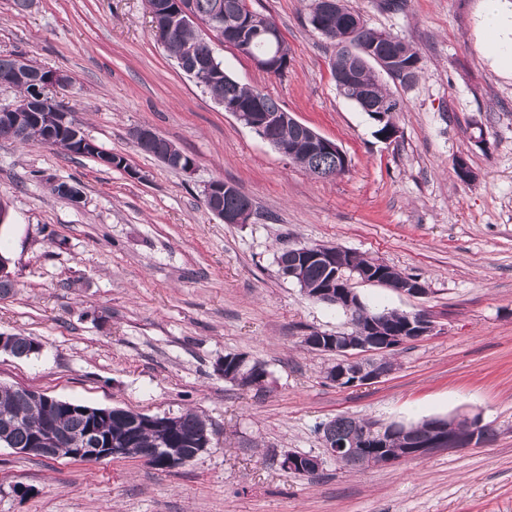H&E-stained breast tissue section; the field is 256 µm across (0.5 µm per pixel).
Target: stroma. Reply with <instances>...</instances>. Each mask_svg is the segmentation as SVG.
Masks as SVG:
<instances>
[{"label":"stroma","mask_w":512,"mask_h":512,"mask_svg":"<svg viewBox=\"0 0 512 512\" xmlns=\"http://www.w3.org/2000/svg\"><path fill=\"white\" fill-rule=\"evenodd\" d=\"M346 0L369 27L410 42L421 73L390 85L397 138L336 90L333 44L307 22L309 0H250L289 49L278 78L235 47L225 69L335 141L345 172L319 178L224 111L168 57L146 0H0V55L64 72L53 87L71 118L128 170L52 145L0 140V251L16 292L0 300V332L41 353H0V383L93 407L211 423L212 446L173 471L132 458L75 463L0 447V512H512V72L488 58L483 0ZM148 125L195 159L186 174L141 152ZM473 173L461 181L457 158ZM216 179L248 195L250 223L227 224L203 203ZM79 202L53 193L59 182ZM326 244L417 276L425 295L378 283L371 308L433 317V335L399 346L393 373L340 388L332 353L304 336L348 330L345 314L281 277L286 246ZM264 363L263 388L217 369L225 354ZM479 415L485 445L392 466L350 470L326 460L311 475L281 466L322 454L319 424ZM31 486L24 498L16 484Z\"/></svg>","instance_id":"stroma-1"}]
</instances>
